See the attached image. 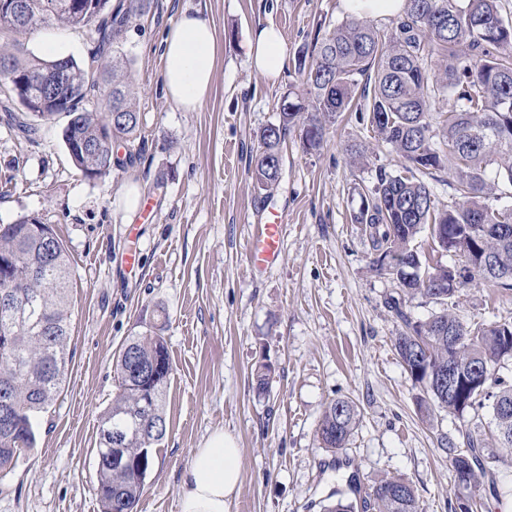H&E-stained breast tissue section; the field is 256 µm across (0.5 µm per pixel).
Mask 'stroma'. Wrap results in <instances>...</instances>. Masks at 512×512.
Returning <instances> with one entry per match:
<instances>
[{
    "label": "stroma",
    "mask_w": 512,
    "mask_h": 512,
    "mask_svg": "<svg viewBox=\"0 0 512 512\" xmlns=\"http://www.w3.org/2000/svg\"><path fill=\"white\" fill-rule=\"evenodd\" d=\"M200 10L216 32L211 91L193 112L168 98L160 45L183 10ZM349 15L343 0H152L122 45L131 64L145 143L140 161L88 180L70 162L62 121L41 124L36 143L0 124V224L36 215L52 224L70 259L73 358L63 393L40 420L38 445L0 478V512H101L98 422L117 391L113 360L126 338L157 325L172 372L163 395L167 434L155 448L137 512H178L177 487L190 452L224 430L241 450L242 480L228 512H321L359 501L372 482H411L420 512H452L458 490L441 436L486 430L489 410L423 418L421 394L393 348L399 323L385 305L394 284L371 268L358 192L401 157L345 112L323 148L306 152L288 135L273 190L252 174L257 131L277 119L296 85L297 51L320 24ZM281 30L289 56L280 76L252 67L258 23ZM54 44L82 60L83 29L42 25L27 34L36 56ZM367 148L353 163L346 145ZM152 210L141 215L139 203ZM286 209L282 259L250 271L246 246L264 210ZM139 261L127 266L124 256ZM465 325L512 321V290L463 288ZM271 368L268 393L254 374ZM353 399L360 422L346 448H319L327 404ZM359 475L358 489L348 480ZM474 512H512V467L487 463Z\"/></svg>",
    "instance_id": "obj_1"
}]
</instances>
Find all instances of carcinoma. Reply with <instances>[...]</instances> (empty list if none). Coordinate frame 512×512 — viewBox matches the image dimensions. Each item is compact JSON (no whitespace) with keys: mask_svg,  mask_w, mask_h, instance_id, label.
<instances>
[{"mask_svg":"<svg viewBox=\"0 0 512 512\" xmlns=\"http://www.w3.org/2000/svg\"><path fill=\"white\" fill-rule=\"evenodd\" d=\"M65 0H26L27 15L17 25L0 23V42L9 73L23 74L65 63L67 84L59 90L64 112H27L15 120L18 134L32 139L41 122L65 119V148L82 141L95 143L107 124L112 139L100 144L94 157L69 155L84 173L95 178L123 168L143 152L135 145L140 112L131 97L130 60L120 44L132 23V10L144 14L150 0L136 8L98 0L85 13L63 10ZM500 0H404L403 10L386 32L363 18L351 17L332 28L319 27L311 42L299 49L295 70L302 90L281 97L278 119L263 127L252 160V177L262 190L278 184L288 133L300 127L308 151L323 145L328 127L342 112H356L375 136L406 162L396 174L379 172L376 183L360 194L355 223L365 226L372 255L392 257L372 268L390 279L403 297H437L432 285L454 279L455 265L429 266L414 248L422 229L430 231L436 249L459 257L465 280L448 289L452 299L468 284L512 288V209L493 201L504 186L512 187V21L501 13ZM56 21L89 28L95 46L82 62L72 56L46 59L24 50L22 40L38 24ZM19 94L15 82L0 79V103L12 111ZM312 113L306 122L302 114ZM122 143L124 157L113 152ZM452 159V176L461 201L440 208L429 186L417 174H429ZM51 225L35 216L0 224V259L12 258V290L16 304L29 311L26 322L13 325L0 309V401L8 402L10 423L0 429V476L15 468L20 453L37 447V419L60 396L71 349L70 295L73 279L62 242L53 261L46 259L44 233ZM401 322L394 349L405 370L419 385L422 416L446 411L461 417L490 409L491 437L467 431L462 441H440L451 456L457 487L472 499L479 477L472 460L485 455L512 465V380L500 373L512 359L511 322L475 327L464 325L444 307L425 321H415L400 300L386 301ZM172 371L164 337L152 326L128 337L116 358L118 393L97 427V492L102 512H137L145 477L135 472L142 449L155 448L167 431L162 398L170 376L157 380L141 375L154 361ZM453 372L454 392L438 384ZM360 421L350 398L332 400L316 430L322 448H345ZM124 433L129 465L107 459L112 431ZM496 446H488V439ZM364 512H418L414 486L401 478L376 481L366 493Z\"/></svg>","mask_w":512,"mask_h":512,"instance_id":"carcinoma-1","label":"carcinoma"}]
</instances>
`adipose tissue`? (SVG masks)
Returning a JSON list of instances; mask_svg holds the SVG:
<instances>
[{
  "mask_svg": "<svg viewBox=\"0 0 512 512\" xmlns=\"http://www.w3.org/2000/svg\"><path fill=\"white\" fill-rule=\"evenodd\" d=\"M216 40L209 20L185 12L170 26L162 42L163 81L168 98L192 111L206 98L213 79ZM255 69L278 76L284 65L286 45L274 25L259 26L249 43ZM241 480V450L225 432L210 435L192 449L177 488L179 512H228Z\"/></svg>",
  "mask_w": 512,
  "mask_h": 512,
  "instance_id": "1",
  "label": "adipose tissue"
}]
</instances>
